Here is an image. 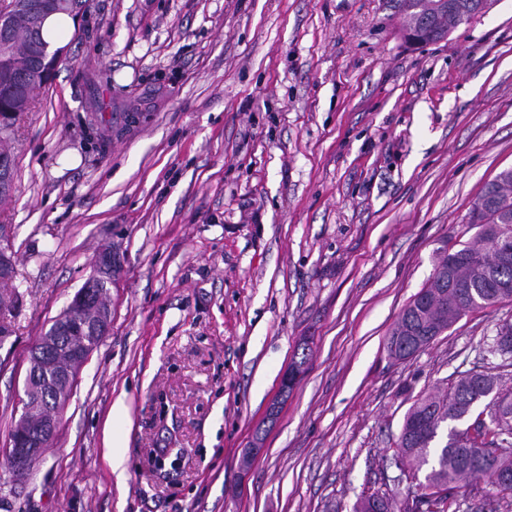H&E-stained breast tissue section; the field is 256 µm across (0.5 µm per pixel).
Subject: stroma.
<instances>
[{
  "mask_svg": "<svg viewBox=\"0 0 512 512\" xmlns=\"http://www.w3.org/2000/svg\"><path fill=\"white\" fill-rule=\"evenodd\" d=\"M403 21L400 0H93L71 26L0 203L18 296L0 317V512H349L413 490L395 451L418 395L471 369L512 389L485 350L512 301L406 360L385 350L512 168V0L429 47H407ZM108 246L110 331L11 483L28 349ZM303 343L305 374L277 401ZM448 512L512 498L482 477ZM436 269L437 268H434V272H433L428 284L424 288H422L420 291L427 290V292L433 293L436 290L437 291L440 290L439 288H433L435 286V282H436V278H437ZM426 297H427V293H426V291H423V292L419 293L418 295L414 296V298L410 302H412L413 304H416L419 307H423V305L426 302ZM410 302L405 306V308L402 311V315L400 314L397 322L395 323L394 327L391 329V331L389 332V334L386 338L385 347H386L387 353L390 358L395 359V360H404L413 355L412 351H411V344L408 343L405 340V336H402V334H401V331L404 327V321H405V316L403 315V312H405V309L410 304Z\"/></svg>",
  "mask_w": 512,
  "mask_h": 512,
  "instance_id": "35a3bbf8",
  "label": "stroma"
}]
</instances>
